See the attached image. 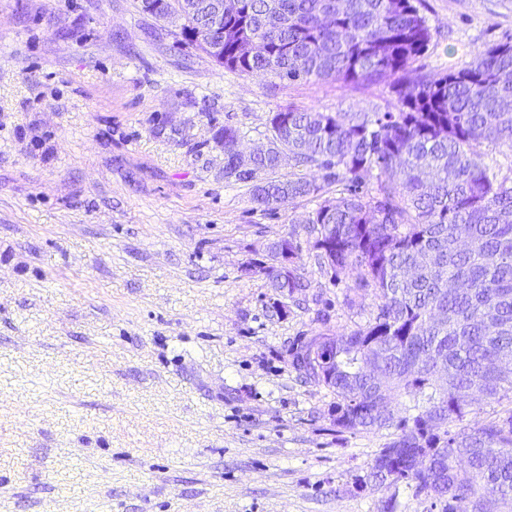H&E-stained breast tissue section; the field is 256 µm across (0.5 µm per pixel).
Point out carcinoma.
Here are the masks:
<instances>
[{
    "mask_svg": "<svg viewBox=\"0 0 512 512\" xmlns=\"http://www.w3.org/2000/svg\"><path fill=\"white\" fill-rule=\"evenodd\" d=\"M217 0H168L180 31L218 66L280 83L383 85L395 112H315L271 118L270 151L243 158L224 128V175L253 182L252 201L278 208L318 201L309 214L320 267L352 285L347 304L374 294L367 324L307 338L313 363H292L336 398V427L393 429L371 477L476 512L486 498L512 512V413L455 433L475 407L512 393V177L481 162L486 141L512 151V41L457 70L416 66L434 32L422 0H224V32L206 33ZM325 171L268 178L282 154ZM372 182L365 194L333 183ZM428 455L424 467L415 457Z\"/></svg>",
    "mask_w": 512,
    "mask_h": 512,
    "instance_id": "1",
    "label": "carcinoma"
}]
</instances>
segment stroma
<instances>
[{
	"label": "stroma",
	"instance_id": "obj_1",
	"mask_svg": "<svg viewBox=\"0 0 512 512\" xmlns=\"http://www.w3.org/2000/svg\"><path fill=\"white\" fill-rule=\"evenodd\" d=\"M137 0H0V499L12 512H438L366 482L388 430L338 431L290 364L365 324L311 249L313 200L273 211L224 175V127L392 112L381 86L241 76ZM444 73L512 38V0H425ZM291 236L311 286L253 263Z\"/></svg>",
	"mask_w": 512,
	"mask_h": 512
}]
</instances>
